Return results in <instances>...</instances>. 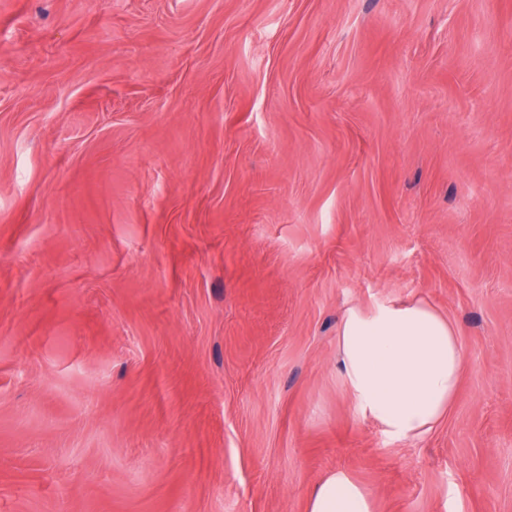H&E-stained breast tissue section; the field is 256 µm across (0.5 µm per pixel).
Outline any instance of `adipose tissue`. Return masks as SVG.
<instances>
[{"label": "adipose tissue", "mask_w": 512, "mask_h": 512, "mask_svg": "<svg viewBox=\"0 0 512 512\" xmlns=\"http://www.w3.org/2000/svg\"><path fill=\"white\" fill-rule=\"evenodd\" d=\"M340 376L355 411L398 439L427 436L458 393L463 354L453 323L422 300L348 309L337 336ZM305 512H374L373 495L347 472L309 491Z\"/></svg>", "instance_id": "1"}]
</instances>
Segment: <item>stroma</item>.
Listing matches in <instances>:
<instances>
[{"mask_svg": "<svg viewBox=\"0 0 512 512\" xmlns=\"http://www.w3.org/2000/svg\"><path fill=\"white\" fill-rule=\"evenodd\" d=\"M460 391L361 418L346 309ZM512 512V0H0V512ZM337 350L355 411L394 438L427 436L456 400L463 367L457 328L423 300L348 309ZM305 512H374L373 495L345 471L328 475L309 491Z\"/></svg>", "mask_w": 512, "mask_h": 512, "instance_id": "1", "label": "stroma"}]
</instances>
